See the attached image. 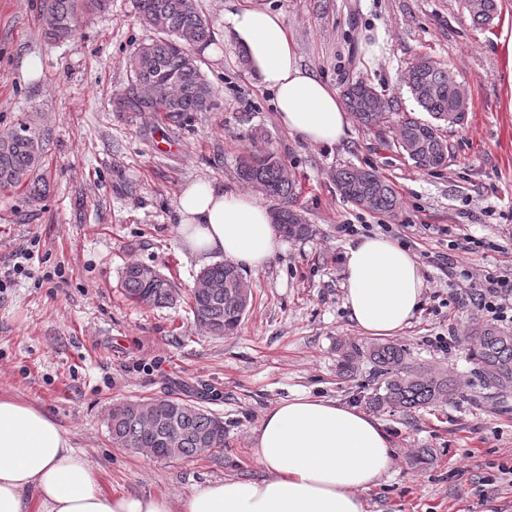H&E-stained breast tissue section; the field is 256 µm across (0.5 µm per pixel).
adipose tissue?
Masks as SVG:
<instances>
[{
  "mask_svg": "<svg viewBox=\"0 0 512 512\" xmlns=\"http://www.w3.org/2000/svg\"><path fill=\"white\" fill-rule=\"evenodd\" d=\"M224 35L257 85L272 91L278 122L291 136L320 147L347 138L350 115L339 92L301 65L280 14L228 0ZM177 210L182 243L193 254L258 270L279 248L273 214L252 193L196 182L182 190ZM342 287L360 333L388 337L409 325L426 281L401 245L364 236L347 248ZM252 450L264 472L258 479L209 481L180 498L110 492L49 414L0 395V512H366L364 491L393 460L377 419L304 394L266 412Z\"/></svg>",
  "mask_w": 512,
  "mask_h": 512,
  "instance_id": "obj_1",
  "label": "adipose tissue"
}]
</instances>
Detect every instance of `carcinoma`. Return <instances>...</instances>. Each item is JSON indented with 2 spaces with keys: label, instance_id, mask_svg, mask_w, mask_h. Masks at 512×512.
<instances>
[{
  "label": "carcinoma",
  "instance_id": "carcinoma-1",
  "mask_svg": "<svg viewBox=\"0 0 512 512\" xmlns=\"http://www.w3.org/2000/svg\"><path fill=\"white\" fill-rule=\"evenodd\" d=\"M109 0H43L44 34L53 41L71 39L81 9L103 10ZM473 25L483 28L498 17L499 0H463ZM140 23L160 37L138 46L130 56L134 84L121 105L127 112H162L178 122L191 112L216 108V94L201 71L192 51L212 40V28L196 0H135ZM193 42L187 43L183 36ZM407 86L415 101L427 112L426 121L403 116L395 128V145L421 170L433 171L445 165L448 145L440 136L437 122L455 124L467 109L456 79L441 63L420 58L408 76ZM343 97L352 118L364 127L381 123L386 110L379 93L366 81L344 84ZM49 133L19 121L0 134V191L21 189L29 199H41L48 190L41 174ZM286 165L269 148L245 152L238 162V176L247 185L277 202L281 218L279 231L289 239L308 234L306 224L293 222L297 183L285 177ZM340 195L357 204L363 196L372 198L368 210L391 213L399 199L394 186L373 168L343 167L336 170ZM148 265L130 263L123 273L126 297L148 307L173 303L174 282L160 271L145 275ZM211 283L206 294L189 290L188 305L195 323L213 336L234 334L242 323L244 303L237 294L242 274L231 263H215L201 271ZM472 356L486 384L506 394L512 391V334L490 328L475 329L471 337ZM370 358L387 374L384 393L374 395L378 406L410 410L455 395L454 384L438 374L402 373L405 350L381 344L371 348ZM142 402L113 405L108 416L112 442L123 448H152L157 459H184L224 451V421L184 399L154 400L158 426L151 428L140 414Z\"/></svg>",
  "mask_w": 512,
  "mask_h": 512
}]
</instances>
